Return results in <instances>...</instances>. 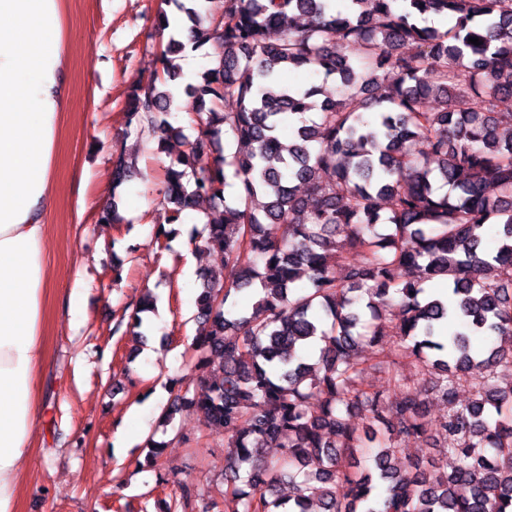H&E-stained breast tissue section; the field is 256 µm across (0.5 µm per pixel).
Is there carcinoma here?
Returning a JSON list of instances; mask_svg holds the SVG:
<instances>
[{"label": "carcinoma", "instance_id": "cac0c4a2", "mask_svg": "<svg viewBox=\"0 0 512 512\" xmlns=\"http://www.w3.org/2000/svg\"><path fill=\"white\" fill-rule=\"evenodd\" d=\"M161 4L157 29H171L161 72L129 87L126 125L151 127L166 151L180 134L163 89L178 76L171 55L186 33L194 48L212 46L184 87L201 131L165 168L158 195L170 224L209 199L199 247L220 267L199 273L207 332L191 349L201 386L176 380L160 422L195 406L224 436V512L289 502L297 512H512V382L498 379L512 369V0ZM428 14L454 24L418 25ZM292 67L335 81L337 97L284 83ZM462 98L474 99L472 111L456 110ZM226 99L236 111L220 110ZM295 115L285 145L280 128ZM329 170L335 179L325 181ZM132 173L125 152L112 155L114 186ZM230 182L231 200L222 195ZM492 220L498 245L488 250ZM265 224L280 225V240ZM434 279L448 281L455 310L427 295ZM253 286L252 310L232 313L231 295ZM390 332L398 356L441 379L449 472L433 460L396 463L402 440L425 435L428 394L393 358ZM361 343L379 347L376 386L362 383ZM461 385L471 398L457 404ZM271 444L283 448L277 459L264 456ZM179 507L215 512L218 501L186 487Z\"/></svg>", "mask_w": 512, "mask_h": 512}]
</instances>
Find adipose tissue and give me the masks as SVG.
<instances>
[{
	"label": "adipose tissue",
	"instance_id": "ef3b65f1",
	"mask_svg": "<svg viewBox=\"0 0 512 512\" xmlns=\"http://www.w3.org/2000/svg\"><path fill=\"white\" fill-rule=\"evenodd\" d=\"M60 0H0V512H17L41 413L47 227L63 107Z\"/></svg>",
	"mask_w": 512,
	"mask_h": 512
}]
</instances>
